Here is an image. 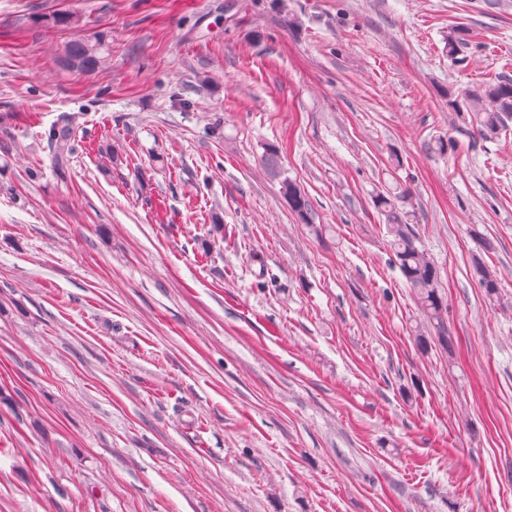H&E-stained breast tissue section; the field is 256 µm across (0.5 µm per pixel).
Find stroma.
<instances>
[{"instance_id": "1", "label": "stroma", "mask_w": 512, "mask_h": 512, "mask_svg": "<svg viewBox=\"0 0 512 512\" xmlns=\"http://www.w3.org/2000/svg\"><path fill=\"white\" fill-rule=\"evenodd\" d=\"M502 74L512 0H0V512H512V129L448 106ZM109 56V47L102 37L94 41L77 37L66 45L58 62L64 67L93 74L106 69ZM74 117L64 115L48 132L47 142L56 169L65 173L72 152L75 126ZM282 191L284 196L288 199V204L291 209L303 220L307 221L310 217V206L300 188L294 182L284 179L282 181ZM409 201V191L398 195L382 193L376 196L375 206L385 216L394 264L414 290L424 316V323L415 327L419 345L428 349L431 342L436 340L442 347L448 348L449 352L453 340L448 331L439 271L431 255L420 244L410 223L412 214L406 209Z\"/></svg>"}]
</instances>
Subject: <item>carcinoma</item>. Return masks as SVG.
Returning a JSON list of instances; mask_svg holds the SVG:
<instances>
[{
    "instance_id": "cac0c4a2",
    "label": "carcinoma",
    "mask_w": 512,
    "mask_h": 512,
    "mask_svg": "<svg viewBox=\"0 0 512 512\" xmlns=\"http://www.w3.org/2000/svg\"><path fill=\"white\" fill-rule=\"evenodd\" d=\"M462 35L459 28L448 29V57L453 60L460 55L464 41ZM109 56V47L103 38L90 40L77 37L66 45L58 62L64 67L93 74L107 67ZM449 105L459 114L470 115L480 136L486 139L496 137L507 129V122L512 118V80L500 77L495 81H486L464 91L449 101ZM74 135V117L68 115L62 116L48 132L51 157L61 174L67 169ZM282 191L291 209L302 219H309L310 206L300 188L285 179L282 181ZM409 201L408 191L398 195L382 193L376 196L375 206L385 216L394 264L414 290L424 316V323L418 325L416 330L419 345L426 349L431 342L436 341L450 349L453 340L448 331L439 271L431 255L420 244L410 223L411 214L407 210ZM473 271L487 298H496L499 290L496 275L477 259L474 260Z\"/></svg>"
}]
</instances>
